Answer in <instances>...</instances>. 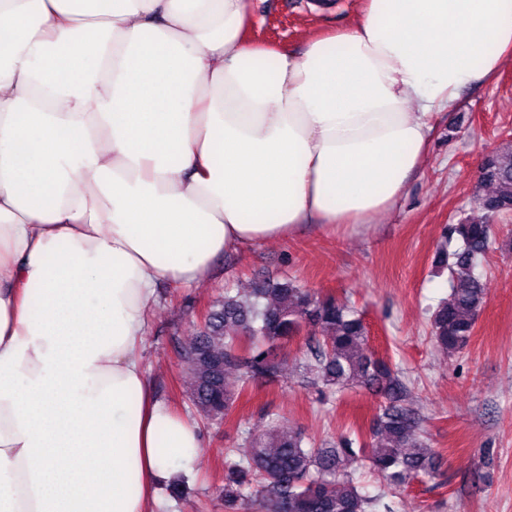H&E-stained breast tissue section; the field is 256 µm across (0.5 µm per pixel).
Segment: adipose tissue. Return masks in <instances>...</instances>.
<instances>
[{
  "label": "adipose tissue",
  "mask_w": 512,
  "mask_h": 512,
  "mask_svg": "<svg viewBox=\"0 0 512 512\" xmlns=\"http://www.w3.org/2000/svg\"><path fill=\"white\" fill-rule=\"evenodd\" d=\"M249 0H0V512H153L198 426L133 351L158 281L393 209L512 0H367L300 52Z\"/></svg>",
  "instance_id": "1"
}]
</instances>
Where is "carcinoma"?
I'll use <instances>...</instances> for the list:
<instances>
[{
    "instance_id": "cac0c4a2",
    "label": "carcinoma",
    "mask_w": 512,
    "mask_h": 512,
    "mask_svg": "<svg viewBox=\"0 0 512 512\" xmlns=\"http://www.w3.org/2000/svg\"><path fill=\"white\" fill-rule=\"evenodd\" d=\"M481 178L494 188L478 199L483 220L451 225L450 234L462 244L439 251L450 293L432 312L430 333L450 356L471 340L487 295L478 268L491 243L490 221L512 212V148L487 155ZM209 312L205 324L177 343L191 379L190 398L208 419L229 417L251 380L277 377L279 345L304 329L303 369L319 394L360 386L386 399L368 442L344 437L315 448L301 430L277 419L248 433V452L237 460L232 450L225 456L224 512H245L255 498L266 512H373L380 506L390 512L384 495L370 496L354 482V464L368 459L390 489L435 471L437 453L425 440L419 413L405 403L407 387L391 362L372 349L356 310L268 276L253 282L246 295L225 289ZM231 372L239 377L236 389L226 383Z\"/></svg>"
}]
</instances>
